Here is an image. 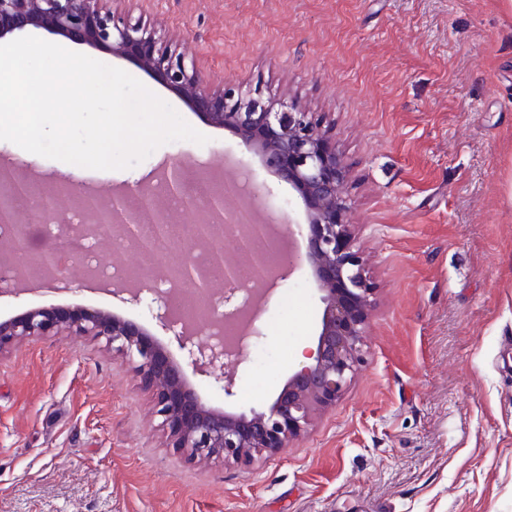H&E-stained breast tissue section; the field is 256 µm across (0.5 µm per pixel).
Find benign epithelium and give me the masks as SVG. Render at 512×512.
<instances>
[{"instance_id":"obj_1","label":"benign epithelium","mask_w":512,"mask_h":512,"mask_svg":"<svg viewBox=\"0 0 512 512\" xmlns=\"http://www.w3.org/2000/svg\"><path fill=\"white\" fill-rule=\"evenodd\" d=\"M100 0H0V39L29 28L42 29L104 48L133 59L140 68L179 94L208 122L233 132L260 160L264 170L288 184L300 198L307 216L305 251L286 254L277 279L284 280L297 266L305 267L319 292L322 304L320 329L305 360L293 370L270 406L262 411L230 413L207 407L186 378L183 365L219 385L224 395H233L241 354L234 359L223 347L213 345L183 327H174L169 298L149 284L173 277L172 270L155 264L143 271L141 287L115 288L133 304L149 302L155 321L171 332L182 353L174 359L166 347L152 338L150 330L115 314L86 311L31 309L0 322V356L25 339L64 333L76 338L103 339L128 361L141 383L153 390L162 425L173 447L192 459L216 455L248 462L255 454H275L311 424L316 412L336 405L361 362V346L372 306V291L364 260L354 247L352 225L347 218L344 185L346 165L327 133L311 112L282 99L272 101L257 88L227 81L220 91L206 86L186 57L165 46L164 36L154 27L133 22L127 16L99 6ZM65 193L56 201H77L94 223L79 232L95 234L101 223L93 191L80 193L83 182L64 179ZM208 219L193 225L188 242L208 251L211 266L185 261L178 281L212 289L237 280V265L224 258L221 241L231 238L245 254L252 239L268 232L267 224L238 226L217 223L216 211L231 214L224 198L206 201ZM117 236L140 243L138 227L126 218V202L113 198L109 215Z\"/></svg>"}]
</instances>
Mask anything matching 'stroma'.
<instances>
[{
    "mask_svg": "<svg viewBox=\"0 0 512 512\" xmlns=\"http://www.w3.org/2000/svg\"><path fill=\"white\" fill-rule=\"evenodd\" d=\"M163 29L209 87L257 85L317 113L349 168L345 196L374 291L363 361L336 406L251 462L189 459L154 395L104 341L29 340L0 355V512H512V0H122ZM121 68L208 141H175L95 192L151 186L174 161L223 171L230 208L305 210L241 139L133 62L36 30ZM0 162L54 182L67 163L0 141ZM146 309L81 279L0 295L33 308ZM320 317L307 270L263 304L234 393L191 381L206 406L266 408Z\"/></svg>",
    "mask_w": 512,
    "mask_h": 512,
    "instance_id": "obj_1",
    "label": "stroma"
}]
</instances>
